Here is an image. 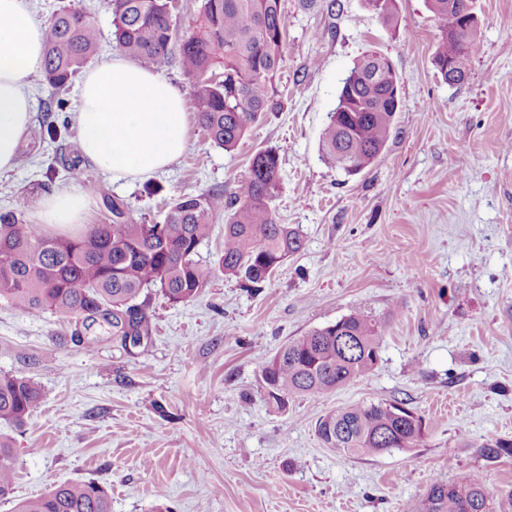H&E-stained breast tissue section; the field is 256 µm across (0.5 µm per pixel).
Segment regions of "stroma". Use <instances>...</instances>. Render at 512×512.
<instances>
[{"mask_svg":"<svg viewBox=\"0 0 512 512\" xmlns=\"http://www.w3.org/2000/svg\"><path fill=\"white\" fill-rule=\"evenodd\" d=\"M38 20L86 12L112 55L103 0H30ZM288 46L279 111L232 152L188 122L183 155L152 178L98 177L90 221L110 223L105 198L161 220L182 193L239 190L253 155L278 150L279 223L304 246L270 282L248 290L217 275L187 304L151 295L153 333L121 347L91 330L0 302V372L41 391L12 435L16 499L65 481L107 486L112 512H412L433 479L479 473L512 512V457L483 444L512 439V0H475L480 49L462 84L433 66L440 38L425 0H393L384 21L368 0L333 14L285 0ZM400 78V106L380 157L354 176L321 160V133L342 80L367 52ZM77 133L24 139L0 176V212L36 224L40 201L80 191L65 161ZM354 311L384 322L366 376L319 396L269 406L259 366L287 340ZM402 402L424 424L419 446L352 458L324 447L317 420L338 408Z\"/></svg>","mask_w":512,"mask_h":512,"instance_id":"stroma-1","label":"stroma"}]
</instances>
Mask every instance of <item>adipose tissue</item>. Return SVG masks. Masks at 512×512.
<instances>
[{
  "label": "adipose tissue",
  "mask_w": 512,
  "mask_h": 512,
  "mask_svg": "<svg viewBox=\"0 0 512 512\" xmlns=\"http://www.w3.org/2000/svg\"><path fill=\"white\" fill-rule=\"evenodd\" d=\"M44 54L43 24L28 0H0V174L11 171L32 123L30 77ZM75 115L79 150L90 169L145 179L162 171L188 142L182 92L154 69L112 54L82 77ZM84 192L57 191L41 201L38 221L80 227L90 214Z\"/></svg>",
  "instance_id": "obj_1"
}]
</instances>
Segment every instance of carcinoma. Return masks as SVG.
<instances>
[{
    "instance_id": "1",
    "label": "carcinoma",
    "mask_w": 512,
    "mask_h": 512,
    "mask_svg": "<svg viewBox=\"0 0 512 512\" xmlns=\"http://www.w3.org/2000/svg\"><path fill=\"white\" fill-rule=\"evenodd\" d=\"M441 34L433 65L450 85L463 83L479 44L465 25L473 0H427ZM112 14L115 49L158 71L179 63L192 79L198 125L226 152L267 113L280 108L277 79L285 61L288 18L283 0H201L193 31L176 40L172 0H105ZM102 35L87 15L62 7L46 22L43 82L50 91L34 129L41 141L60 130L52 112L97 54ZM372 51L343 80L336 110L320 140L322 160L346 175L360 172L384 151L398 112L399 80L390 63ZM281 185L279 152L252 158L243 189L185 193L171 198L161 222L134 216L124 200H106L110 224H87L77 236L48 234L15 213L0 212V301L30 315L50 312L81 329L97 325L112 337L149 339L152 318L143 291L154 288L172 304L187 303L217 272L257 289L303 247L295 227L280 224L271 203ZM224 214V253L214 265L198 258L213 220ZM383 325L354 311L333 324L284 343L260 366L267 403L279 410L293 397L319 395L364 376L377 364ZM30 380L0 374V424L18 429L39 407ZM319 439L345 456H371L415 448L422 419L392 403L347 406L320 417ZM489 461L512 457V440L481 448ZM16 457L11 437L0 433V501L13 493ZM14 512H112L108 488L95 481H66L21 501ZM415 512H495L483 478L433 479Z\"/></svg>"
}]
</instances>
